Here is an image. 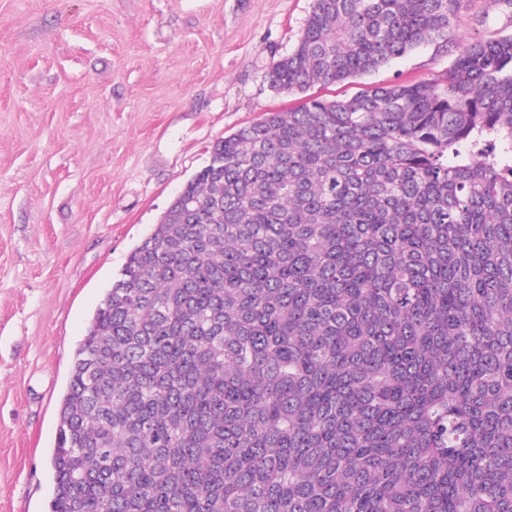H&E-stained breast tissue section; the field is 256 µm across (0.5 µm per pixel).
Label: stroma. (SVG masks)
<instances>
[{"label":"stroma","mask_w":512,"mask_h":512,"mask_svg":"<svg viewBox=\"0 0 512 512\" xmlns=\"http://www.w3.org/2000/svg\"><path fill=\"white\" fill-rule=\"evenodd\" d=\"M312 0H0V512H49L61 400L90 321L214 143L298 106L269 82ZM512 32L465 0L456 44ZM423 47L342 87L430 81Z\"/></svg>","instance_id":"stroma-1"}]
</instances>
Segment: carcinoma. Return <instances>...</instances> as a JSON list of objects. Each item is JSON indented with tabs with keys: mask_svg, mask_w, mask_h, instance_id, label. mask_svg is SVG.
Listing matches in <instances>:
<instances>
[{
	"mask_svg": "<svg viewBox=\"0 0 512 512\" xmlns=\"http://www.w3.org/2000/svg\"><path fill=\"white\" fill-rule=\"evenodd\" d=\"M463 0H313L277 92ZM50 512H512V33L217 142L76 352Z\"/></svg>",
	"mask_w": 512,
	"mask_h": 512,
	"instance_id": "1",
	"label": "carcinoma"
}]
</instances>
